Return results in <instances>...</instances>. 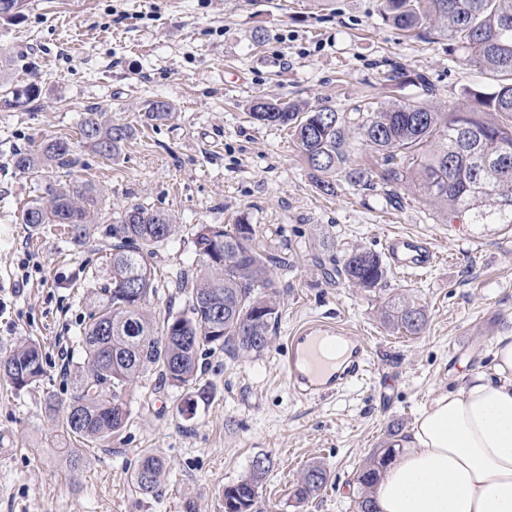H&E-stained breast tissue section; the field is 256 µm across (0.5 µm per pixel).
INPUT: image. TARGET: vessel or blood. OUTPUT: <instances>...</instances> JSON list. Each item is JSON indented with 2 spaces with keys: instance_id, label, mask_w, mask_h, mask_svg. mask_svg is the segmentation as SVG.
Wrapping results in <instances>:
<instances>
[{
  "instance_id": "vessel-or-blood-1",
  "label": "vessel or blood",
  "mask_w": 512,
  "mask_h": 512,
  "mask_svg": "<svg viewBox=\"0 0 512 512\" xmlns=\"http://www.w3.org/2000/svg\"><path fill=\"white\" fill-rule=\"evenodd\" d=\"M385 249L395 267L419 270L429 267L433 253L417 237L395 235L385 241ZM345 345L343 358H336L337 345ZM370 361L366 337L348 335L338 324L315 321L287 339L283 367L294 390L315 398L362 379Z\"/></svg>"
}]
</instances>
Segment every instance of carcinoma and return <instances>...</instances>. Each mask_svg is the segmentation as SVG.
<instances>
[{
	"label": "carcinoma",
	"instance_id": "obj_1",
	"mask_svg": "<svg viewBox=\"0 0 512 512\" xmlns=\"http://www.w3.org/2000/svg\"><path fill=\"white\" fill-rule=\"evenodd\" d=\"M25 0H0V19L21 16ZM382 19L407 33L428 29L448 36L463 50L462 61L484 71L491 82L469 88L470 107L439 112L426 99L380 108L361 127V140L384 165L390 183L414 187L439 207L448 221L468 217L471 224L512 227V0H382ZM0 71V105L33 107L41 89L33 81H4ZM252 117L292 132L307 165L316 172L315 186L332 189L330 177L347 161L346 128L341 113L331 107L305 109L278 100L258 99ZM80 139L100 156H117L132 135L131 127L95 118L84 121ZM75 163L71 142L53 139L39 150L13 153L22 172ZM99 199L91 187L52 190L49 197L25 205L20 221L32 227L65 224L71 239L82 242L94 235L92 214ZM177 232L172 216L141 205L126 208L112 227L109 256L105 257L108 285L96 299L83 328V365L71 402L60 409L52 397L45 411L58 418L57 430L79 444L100 443L128 425L127 393L152 370L158 383L183 387L194 380L202 349L220 347L248 356L270 346L279 318V305L269 276L270 265L282 263L259 250L256 230L241 217L235 224H199L191 242L198 257L196 269L172 273L179 292L189 295L187 307L159 323L148 309L156 292L149 259ZM352 287L371 290L386 276L381 257L355 247L337 270ZM383 323L409 334L426 325L425 309L415 301H387ZM44 375L36 342L24 341L0 358V376L13 391L34 387ZM398 453L396 441L376 449L356 478L355 512H378L375 486L380 472ZM163 461L144 456L134 473L136 488L155 492ZM269 461L252 464L249 474L224 488V497L237 503L233 512H262L258 488ZM321 463L301 473L294 498L306 503L328 482Z\"/></svg>",
	"mask_w": 512,
	"mask_h": 512
}]
</instances>
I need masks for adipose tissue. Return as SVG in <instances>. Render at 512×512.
Masks as SVG:
<instances>
[{
	"mask_svg": "<svg viewBox=\"0 0 512 512\" xmlns=\"http://www.w3.org/2000/svg\"><path fill=\"white\" fill-rule=\"evenodd\" d=\"M490 355L421 412L376 486L379 512H512V334Z\"/></svg>",
	"mask_w": 512,
	"mask_h": 512,
	"instance_id": "1",
	"label": "adipose tissue"
}]
</instances>
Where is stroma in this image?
I'll return each instance as SVG.
<instances>
[{
    "mask_svg": "<svg viewBox=\"0 0 512 512\" xmlns=\"http://www.w3.org/2000/svg\"><path fill=\"white\" fill-rule=\"evenodd\" d=\"M380 10L381 0H26L20 19L0 20L11 75L41 88L38 109L0 107V350L36 340L46 371L29 392L0 385V512H224L225 486L259 456L270 460L263 512H354L351 481L389 441L390 425L409 439L438 394L459 388L466 371L488 369L494 338L512 332V230L446 221L412 188L383 182L359 135L373 109L416 96L419 77L444 111L465 108L464 91L488 78L462 64L447 37L405 33ZM395 67L402 78L385 81ZM260 98L341 112L349 164L373 173L370 186H352L340 171L333 191L320 192L287 131L250 118ZM153 101L171 105L169 120L147 119ZM92 110L134 129L113 159L79 142ZM50 138L75 143V166L15 168L14 150ZM72 181L102 197L90 241L75 244L57 224L20 222L47 186ZM137 204L178 224L152 261L157 319L186 306L169 276L194 265L195 225L242 216L262 251L288 253L287 265L270 268L280 316L261 354L201 351L191 385L162 388L146 373L129 392L126 429L83 446L84 464L74 469L41 400L49 392L65 403L75 391L89 299L101 285L93 274L105 269L100 246ZM395 233L420 237L441 261L423 272L388 267L370 292L329 276L330 260L355 247L383 253ZM403 295L427 311L420 335L381 322L382 305ZM315 320L367 337L375 376L299 397L283 354L288 336ZM202 389L208 400L179 413ZM148 453L166 469L145 495L132 476ZM314 461L329 471L328 484L297 506L294 487Z\"/></svg>",
    "mask_w": 512,
    "mask_h": 512,
    "instance_id": "stroma-1",
    "label": "stroma"
}]
</instances>
